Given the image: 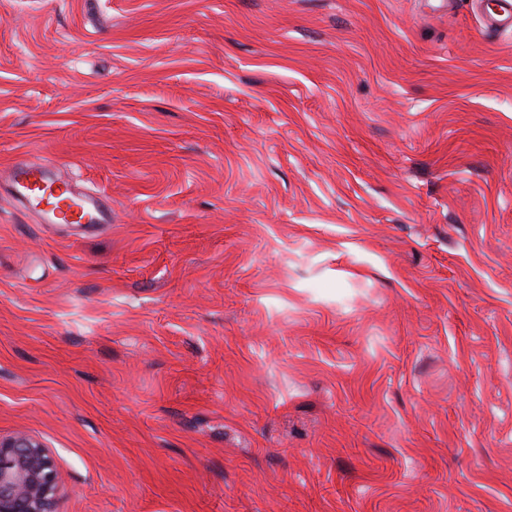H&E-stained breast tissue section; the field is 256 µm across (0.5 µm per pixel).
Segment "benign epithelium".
<instances>
[{
    "instance_id": "7a95c632",
    "label": "benign epithelium",
    "mask_w": 512,
    "mask_h": 512,
    "mask_svg": "<svg viewBox=\"0 0 512 512\" xmlns=\"http://www.w3.org/2000/svg\"><path fill=\"white\" fill-rule=\"evenodd\" d=\"M54 459L38 438L0 437V512H57Z\"/></svg>"
}]
</instances>
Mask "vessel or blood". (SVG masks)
I'll use <instances>...</instances> for the list:
<instances>
[{"label":"vessel or blood","instance_id":"1","mask_svg":"<svg viewBox=\"0 0 512 512\" xmlns=\"http://www.w3.org/2000/svg\"><path fill=\"white\" fill-rule=\"evenodd\" d=\"M488 28L512 33V0H495L486 12ZM8 180L16 201L26 209L46 210L49 221L64 224H102L105 210L98 197L78 196L68 183L46 185L42 166L26 162L12 165Z\"/></svg>","mask_w":512,"mask_h":512}]
</instances>
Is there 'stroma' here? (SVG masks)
<instances>
[{
  "instance_id": "1",
  "label": "stroma",
  "mask_w": 512,
  "mask_h": 512,
  "mask_svg": "<svg viewBox=\"0 0 512 512\" xmlns=\"http://www.w3.org/2000/svg\"><path fill=\"white\" fill-rule=\"evenodd\" d=\"M0 436L58 512H512V36L478 0H0ZM12 196L24 209L43 210L52 206L57 211L46 212L51 222L64 224H102L107 222L105 210L100 203L101 196H77L67 182L56 187L45 183L40 165L17 162L8 172ZM44 191L43 195L39 192Z\"/></svg>"
}]
</instances>
